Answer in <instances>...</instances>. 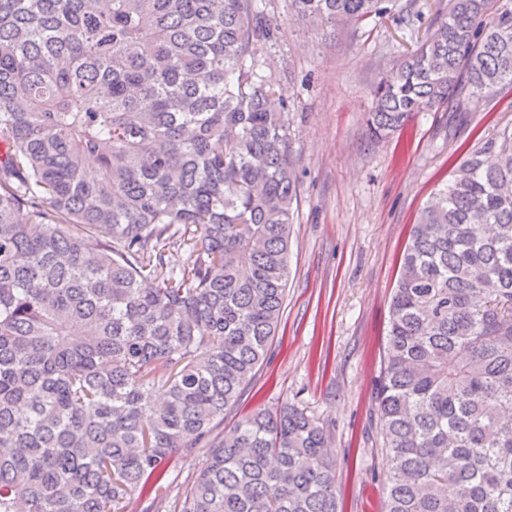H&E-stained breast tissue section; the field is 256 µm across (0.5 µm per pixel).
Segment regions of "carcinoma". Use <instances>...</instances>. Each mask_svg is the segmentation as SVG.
<instances>
[{
	"mask_svg": "<svg viewBox=\"0 0 512 512\" xmlns=\"http://www.w3.org/2000/svg\"><path fill=\"white\" fill-rule=\"evenodd\" d=\"M394 11L288 0L333 28ZM277 39L263 0H0V512L161 503L162 463L201 448L180 512H338L303 409L213 436L288 280L291 106L256 55ZM395 68L372 91L378 139L512 92V0H448ZM375 402L384 512H512V129L421 209Z\"/></svg>",
	"mask_w": 512,
	"mask_h": 512,
	"instance_id": "carcinoma-1",
	"label": "carcinoma"
}]
</instances>
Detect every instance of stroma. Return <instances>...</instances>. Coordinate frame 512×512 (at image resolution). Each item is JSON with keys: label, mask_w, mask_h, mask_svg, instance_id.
<instances>
[{"label": "stroma", "mask_w": 512, "mask_h": 512, "mask_svg": "<svg viewBox=\"0 0 512 512\" xmlns=\"http://www.w3.org/2000/svg\"><path fill=\"white\" fill-rule=\"evenodd\" d=\"M265 2L280 31L258 56L294 107L298 199L280 327L224 424L285 403L305 409L327 432L340 512H384L390 455L375 387L401 254L461 151L512 127V100L471 103L453 135L443 107L416 114L402 137L374 140L366 124L373 85L423 39L448 0H398L414 9L404 22L385 17L332 34L294 20L286 0ZM205 462L202 449L174 453L162 465L165 504L137 497L128 512H179Z\"/></svg>", "instance_id": "stroma-1"}]
</instances>
